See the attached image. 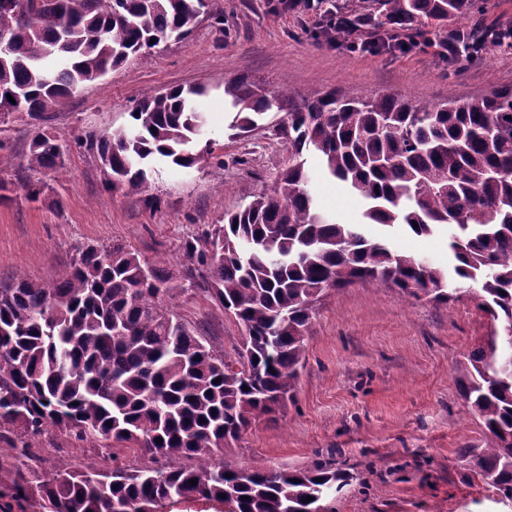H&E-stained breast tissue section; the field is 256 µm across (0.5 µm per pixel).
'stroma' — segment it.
I'll use <instances>...</instances> for the list:
<instances>
[{"label": "stroma", "instance_id": "1", "mask_svg": "<svg viewBox=\"0 0 512 512\" xmlns=\"http://www.w3.org/2000/svg\"><path fill=\"white\" fill-rule=\"evenodd\" d=\"M336 0L319 11L284 12L279 0H214L223 29L201 21L184 41L162 45L151 60H132L81 85L43 122L9 119L0 130L13 167L0 181L22 177L36 132L70 141L61 175H43L39 201L23 195L0 203V284L16 276L51 284L90 245L120 244L179 272L181 247L252 196L271 191L289 152L269 115L252 135L234 139L224 83L246 76L266 89L297 96L333 90L370 99L389 94L411 102L444 104L512 86V50L456 62L439 46L447 28L408 52H350L345 44L315 41ZM208 86L207 113L213 155L184 169L159 168L152 191L157 208L136 194L106 191L96 155L74 148L86 132L127 125L142 97L176 85ZM321 209L342 224L360 223L363 198L338 179L314 177ZM394 250L447 267L444 235L392 231ZM168 306L228 359H235L243 328L197 288L168 299ZM491 323L473 290L437 304L405 300L390 284L359 282L329 291L317 304L292 401L275 407L227 446L222 458L234 469L257 465L298 468L318 459L354 471L352 483L328 500L330 512H512L495 490L462 461L457 450L483 447L484 428L462 396L460 366L486 344ZM33 453L44 470L59 462L102 464L98 442L71 439L56 427L37 437Z\"/></svg>", "mask_w": 512, "mask_h": 512}]
</instances>
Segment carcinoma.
Masks as SVG:
<instances>
[{
	"mask_svg": "<svg viewBox=\"0 0 512 512\" xmlns=\"http://www.w3.org/2000/svg\"><path fill=\"white\" fill-rule=\"evenodd\" d=\"M469 2L336 0L321 33L332 29L346 43L370 20L417 38L426 23L467 17ZM202 19L222 25L224 13L212 0H0V32L14 34L0 55V125L18 112L43 120L90 75L146 61ZM511 41L512 27L461 23L454 59ZM206 93L190 85L148 95L129 110L127 128L90 132L75 146L96 153L107 191L128 190L156 207V165L190 169L214 151L209 139L192 152L206 126L196 101ZM224 100L239 136L283 114L291 162L272 192L185 241L180 273L120 245L88 246L52 285L20 277L0 288V441L20 425L27 440L10 447L26 458L32 440L63 426L78 441L103 442L109 459L112 443H128L167 466L89 473L61 462L47 475L33 459L10 468L0 461V488L34 499L41 512H162L192 499L222 501L225 512H326L324 501L353 473L330 461L235 470L217 456L252 419L292 399L315 303L330 289L381 280L407 299L442 304L462 284L479 286L493 330L468 356L463 396L486 441L458 456L512 503V87L446 104L334 90L296 100L239 77L224 83ZM64 155L58 137L39 132L24 169L58 173ZM311 156L321 174L367 200L362 222L340 224L320 211ZM371 225L417 236L447 229L453 273L391 250ZM186 282L244 327L237 361L164 307ZM184 458L197 465H181Z\"/></svg>",
	"mask_w": 512,
	"mask_h": 512,
	"instance_id": "obj_1",
	"label": "carcinoma"
}]
</instances>
